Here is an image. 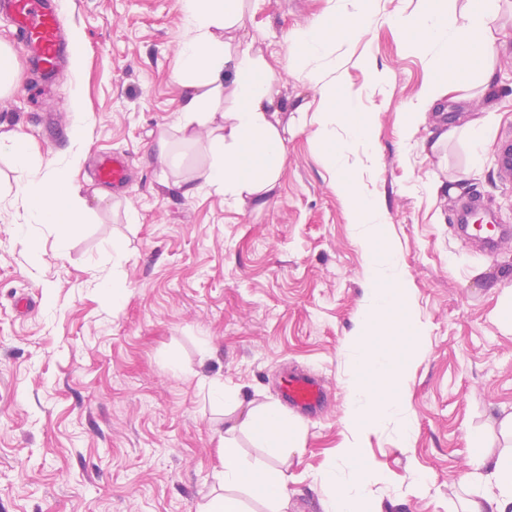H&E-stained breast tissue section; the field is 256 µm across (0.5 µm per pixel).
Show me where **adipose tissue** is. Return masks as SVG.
Here are the masks:
<instances>
[{
    "instance_id": "obj_1",
    "label": "adipose tissue",
    "mask_w": 512,
    "mask_h": 512,
    "mask_svg": "<svg viewBox=\"0 0 512 512\" xmlns=\"http://www.w3.org/2000/svg\"><path fill=\"white\" fill-rule=\"evenodd\" d=\"M418 2L415 13L398 12L390 18L402 42L450 56L449 62L435 65L418 93L420 103L440 107L445 97L474 78L489 85L496 52L494 0H465L460 8L448 0ZM181 10L185 38L174 78L185 90V104L178 130L190 140L200 128L208 130L206 160L194 184L182 193L188 197L210 188L239 205H265L280 182L283 135L292 129L271 95L276 74L251 46L231 45L242 21L241 0H181ZM226 96L232 108L217 112ZM0 151L8 152L23 177L17 193L28 222L53 226L55 252L63 254L84 222L83 201L67 168L34 171L36 153L19 133L0 134ZM244 423L271 457H285L299 446L298 423L275 408H252ZM474 467L463 480L470 491L463 512H512V454L480 456ZM218 477L223 492L201 512H240L235 498L239 492L266 503L269 512H283L288 498L284 471L247 465L228 449Z\"/></svg>"
}]
</instances>
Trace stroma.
<instances>
[{
  "label": "stroma",
  "instance_id": "1",
  "mask_svg": "<svg viewBox=\"0 0 512 512\" xmlns=\"http://www.w3.org/2000/svg\"><path fill=\"white\" fill-rule=\"evenodd\" d=\"M496 93L474 86L461 99L408 121L428 82L432 54L405 46L387 21L416 0H378V16L354 50L333 49L336 80L376 117L374 169L364 172L390 222L426 347L407 371L416 432L398 447L392 426L367 440L386 475L372 487L378 512H462L459 481L480 448L512 452V324L499 317L512 292V241L487 255L456 232L461 200L475 197L512 225V184L498 171L497 142L512 132V0H499ZM325 0H242L236 38L276 71L286 111L313 100L300 55L283 38L303 29ZM72 33L48 96L9 21L20 82L0 98V132L20 131L43 165L72 161L90 214L65 255L54 258L47 225L26 223L17 173L0 154V512H197L221 467L225 405L199 389L218 378L247 405L282 407L283 370L319 377L322 414L293 413L298 450L279 460L288 475L284 512H324L318 474L345 430L352 351L346 343L370 269L323 144L311 127L287 135L279 186L262 207L237 206L177 183L206 160L205 142H183V96L174 79L184 39L180 0H57ZM373 55L376 82L359 58ZM473 118L489 128L481 169L455 136L427 155L430 132ZM167 133L179 167L155 150ZM131 161L120 191L95 179L98 157ZM443 183L432 191V177ZM115 266L126 291L111 308L93 279ZM427 473L420 482L419 473Z\"/></svg>",
  "mask_w": 512,
  "mask_h": 512
}]
</instances>
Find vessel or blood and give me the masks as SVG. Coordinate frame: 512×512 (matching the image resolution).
I'll return each instance as SVG.
<instances>
[{
  "mask_svg": "<svg viewBox=\"0 0 512 512\" xmlns=\"http://www.w3.org/2000/svg\"><path fill=\"white\" fill-rule=\"evenodd\" d=\"M0 14L7 16L22 50L31 58L44 77L54 75L63 60L66 38L62 20L54 0H0ZM128 162L124 156H103L96 177L99 182L119 186L126 182ZM480 200H473L469 207L457 215L459 223L468 225L471 236L483 240L488 250H496L507 239L495 226L473 224V212L480 210ZM281 399L289 407L306 415L317 414L328 401L322 383L316 377L290 374L279 386Z\"/></svg>",
  "mask_w": 512,
  "mask_h": 512,
  "instance_id": "vessel-or-blood-1",
  "label": "vessel or blood"
}]
</instances>
